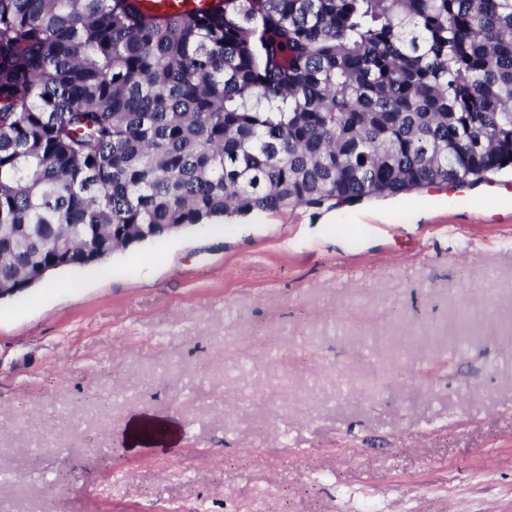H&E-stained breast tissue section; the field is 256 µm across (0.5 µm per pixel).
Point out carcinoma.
Wrapping results in <instances>:
<instances>
[{
	"mask_svg": "<svg viewBox=\"0 0 512 512\" xmlns=\"http://www.w3.org/2000/svg\"><path fill=\"white\" fill-rule=\"evenodd\" d=\"M512 170V0H0V291L174 228ZM212 0H144L141 4L145 10L164 11L171 9L196 10L207 9Z\"/></svg>",
	"mask_w": 512,
	"mask_h": 512,
	"instance_id": "obj_1",
	"label": "carcinoma"
}]
</instances>
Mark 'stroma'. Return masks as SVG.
Masks as SVG:
<instances>
[{
    "label": "stroma",
    "instance_id": "obj_1",
    "mask_svg": "<svg viewBox=\"0 0 512 512\" xmlns=\"http://www.w3.org/2000/svg\"><path fill=\"white\" fill-rule=\"evenodd\" d=\"M368 502L512 512V175L198 225L0 300V512Z\"/></svg>",
    "mask_w": 512,
    "mask_h": 512
}]
</instances>
